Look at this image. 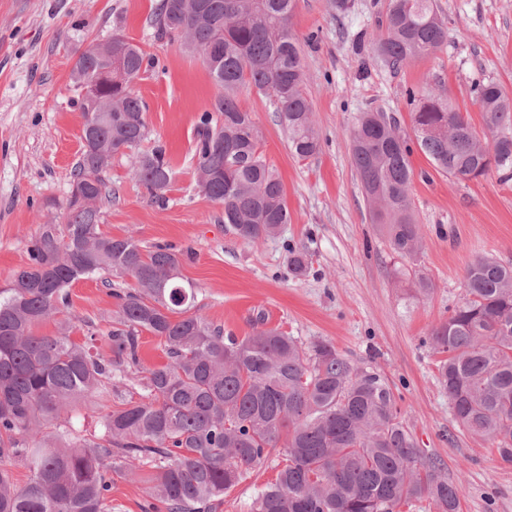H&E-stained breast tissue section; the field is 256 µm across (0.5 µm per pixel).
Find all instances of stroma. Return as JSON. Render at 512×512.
Returning a JSON list of instances; mask_svg holds the SVG:
<instances>
[{"instance_id":"35a3bbf8","label":"stroma","mask_w":512,"mask_h":512,"mask_svg":"<svg viewBox=\"0 0 512 512\" xmlns=\"http://www.w3.org/2000/svg\"><path fill=\"white\" fill-rule=\"evenodd\" d=\"M159 3L0 0V287L28 264L43 225H65L84 122L71 89L72 52L122 30L155 61L133 88L147 105L149 139L165 145L175 175L159 201L131 175L128 157H114L101 231L134 236L148 250L173 246L197 292L196 313L225 335H250L260 318L302 342L328 341L352 364L382 374L426 460L457 486L459 512H512V463L456 423L431 340L463 295L468 263L480 255L512 263V180L494 171L477 180L451 178L413 151L423 248L411 263L392 252L373 223L350 151L359 113L372 109L394 114L412 133L411 90L444 95L483 129L475 84L495 80L512 97V0H435L448 22L447 47L396 72L367 52L385 0H348L343 12L333 0H297L291 26L303 41L304 88L321 147L310 159L293 157L268 99L252 87L239 90V105L252 113L263 154L282 178L290 216L278 235L251 243L226 229L223 207L196 183V129L220 89L198 58L155 36ZM294 249L307 256L301 276L288 266ZM414 266L432 282L427 296L408 282ZM133 285L125 276L80 279L57 320L35 331L54 334L67 321L76 343L100 338L119 294ZM154 474L146 465L134 479L110 475L112 512H166L152 505ZM276 475L272 459L252 470L218 512H250Z\"/></svg>"}]
</instances>
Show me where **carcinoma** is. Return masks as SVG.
<instances>
[{
    "instance_id": "carcinoma-1",
    "label": "carcinoma",
    "mask_w": 512,
    "mask_h": 512,
    "mask_svg": "<svg viewBox=\"0 0 512 512\" xmlns=\"http://www.w3.org/2000/svg\"><path fill=\"white\" fill-rule=\"evenodd\" d=\"M295 0H161L158 37L189 50L212 49L207 67L223 90L200 116L195 150L198 185L224 207V223L245 242L277 234L289 222L283 182L261 150V135L237 92L254 87L273 104L292 154L315 156L319 135L303 88V58L292 32ZM448 25L434 0H386L371 56L397 70L445 47ZM72 82L102 79L105 64L86 48L73 51ZM150 66L131 48L124 76L112 81L116 107L101 112L75 168L66 232L43 225L30 263L0 289V512H112L107 472L133 475L148 460L154 497L167 512H214L215 503L281 447L275 481L252 512H394L432 500L458 512L457 487L424 461L385 377L352 365L336 347L306 345L275 328L241 340L193 312L196 290L184 281L169 245L144 251L132 236L99 230V203L110 195L103 173L116 155L160 198L173 179L165 146L148 138L146 105L133 83ZM490 136L432 93L410 94L416 143L435 169L457 179L495 170L512 177V98L494 80L475 86ZM412 147L400 122L363 112L351 156L374 223L399 257L416 260L422 231L412 201ZM129 276L118 293L115 324L102 335L106 357L74 343L63 325L37 336L36 325L61 312L68 288L101 274ZM464 293L432 331L438 379L461 429L512 462V264L479 256L465 269ZM160 338L169 361L145 369L142 393L126 399L119 385L139 364V335ZM114 396L118 404L87 437L61 413L82 398ZM30 471L18 485L13 462Z\"/></svg>"
}]
</instances>
